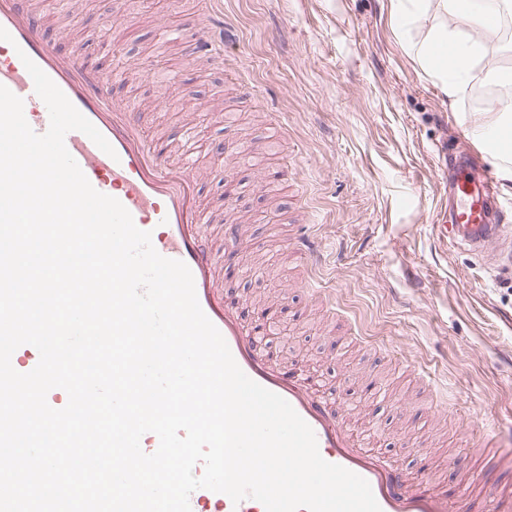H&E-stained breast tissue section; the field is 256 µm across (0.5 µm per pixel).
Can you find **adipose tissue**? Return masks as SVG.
Returning <instances> with one entry per match:
<instances>
[{"instance_id": "ef3b65f1", "label": "adipose tissue", "mask_w": 512, "mask_h": 512, "mask_svg": "<svg viewBox=\"0 0 512 512\" xmlns=\"http://www.w3.org/2000/svg\"><path fill=\"white\" fill-rule=\"evenodd\" d=\"M412 9L404 14L408 24L428 22L429 13H437L435 22H428L425 35L412 43L411 49L420 65L439 80L449 101L462 97L470 84L476 62L486 58L483 43L468 34L469 26L486 27L488 18L501 17L512 11V0H409ZM497 132L498 153H512V114L501 106L478 113L470 127L473 137L482 139Z\"/></svg>"}]
</instances>
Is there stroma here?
I'll use <instances>...</instances> for the list:
<instances>
[{"instance_id": "1", "label": "stroma", "mask_w": 512, "mask_h": 512, "mask_svg": "<svg viewBox=\"0 0 512 512\" xmlns=\"http://www.w3.org/2000/svg\"><path fill=\"white\" fill-rule=\"evenodd\" d=\"M233 37L222 64L191 60L158 40L161 25L195 36L197 0H112L113 49L89 41L104 22L101 0H72L75 17L49 15L46 38L83 49L121 71L115 100L134 93L148 134L187 140L203 205L226 186L246 226L230 259L248 268L230 296L246 320L256 299L288 308L284 357L329 378L337 408L370 417L372 446L408 465L421 453L432 479L460 477L474 494L487 432L512 433V267L499 268L443 241L438 206L448 198L439 155L452 141L490 170L504 164L491 139L469 132L470 96L449 104L408 45L391 0H220ZM179 71L182 93L166 76ZM248 147L232 181L220 147ZM305 224L322 244L317 268L299 266L273 226ZM430 372L444 391L426 393Z\"/></svg>"}]
</instances>
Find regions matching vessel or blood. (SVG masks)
<instances>
[{
  "label": "vessel or blood",
  "instance_id": "vessel-or-blood-1",
  "mask_svg": "<svg viewBox=\"0 0 512 512\" xmlns=\"http://www.w3.org/2000/svg\"><path fill=\"white\" fill-rule=\"evenodd\" d=\"M45 9L33 0H0V27L10 41L0 40V85L24 102V116L36 133H45L49 111L36 95L24 59H31L62 90L114 148L107 155L85 134L69 132L65 146L82 172L99 192L112 196L130 212L135 225L150 232L156 251L183 261L191 270L199 304L224 337L236 363L252 380L280 395L313 429L321 456L363 477L371 486L382 512H452L447 492L432 489L428 479L412 478L398 460L367 450L363 434L350 427L333 400L325 396L320 380L296 366L288 367L267 350L257 336L275 324L265 317L247 328L239 306L228 300L218 245L209 229L210 216L202 209L197 180L188 167L172 164L171 147L151 139L141 129L134 98L115 101L109 81L90 66L81 51L60 54L43 34ZM224 15L209 10L208 25L188 42L191 56L223 59ZM448 203L437 214L449 240L471 253L485 252L490 245L507 250L512 245V222L490 172L475 161L473 150L449 147ZM304 264H316L318 251L305 229H298L287 243ZM39 362L38 350L29 344L18 347L11 358L21 373ZM496 466L487 464L484 481L489 491L482 512H512V498L494 491ZM191 512H265L259 501L246 498L235 503L222 493L204 488L189 497Z\"/></svg>",
  "mask_w": 512,
  "mask_h": 512
}]
</instances>
